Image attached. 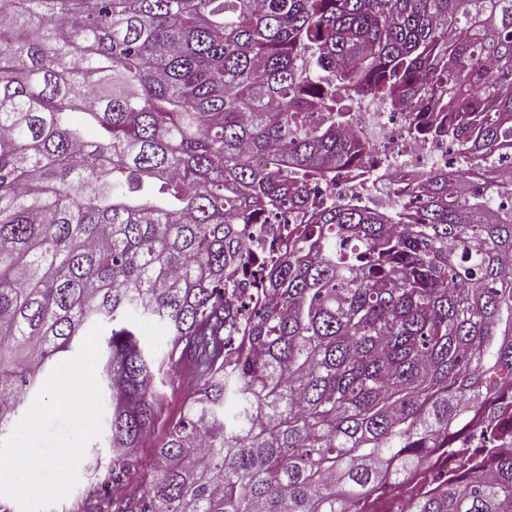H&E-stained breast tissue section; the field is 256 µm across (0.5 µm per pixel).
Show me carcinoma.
Masks as SVG:
<instances>
[{"instance_id": "cac0c4a2", "label": "carcinoma", "mask_w": 512, "mask_h": 512, "mask_svg": "<svg viewBox=\"0 0 512 512\" xmlns=\"http://www.w3.org/2000/svg\"><path fill=\"white\" fill-rule=\"evenodd\" d=\"M365 95L477 171L512 147V0H0V439L110 325L78 512H512V185L310 211L308 177L389 164L344 132ZM265 212L301 230L259 267L279 304L244 313ZM175 359L186 409L141 475ZM435 448L448 477L394 503ZM127 319L140 326L137 328V335L144 350L155 358L162 359L167 352V344L170 340L166 330L157 323L142 321L133 313H129Z\"/></svg>"}]
</instances>
